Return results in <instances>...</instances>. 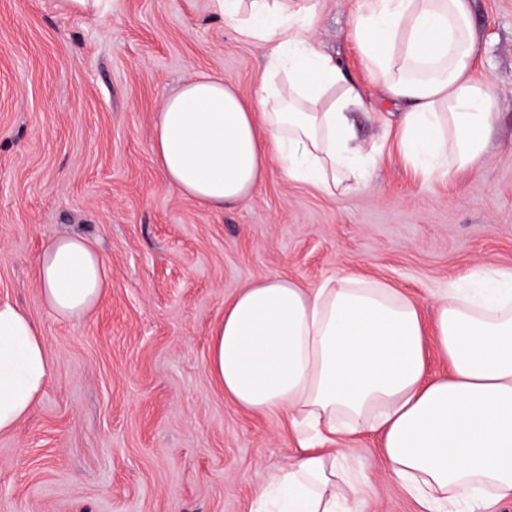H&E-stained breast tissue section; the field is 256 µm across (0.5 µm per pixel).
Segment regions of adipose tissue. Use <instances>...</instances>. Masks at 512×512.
I'll list each match as a JSON object with an SVG mask.
<instances>
[{
  "label": "adipose tissue",
  "mask_w": 512,
  "mask_h": 512,
  "mask_svg": "<svg viewBox=\"0 0 512 512\" xmlns=\"http://www.w3.org/2000/svg\"><path fill=\"white\" fill-rule=\"evenodd\" d=\"M215 15L265 49L250 103L210 72L165 100L152 150L167 182L201 206L248 198L278 162L328 194L359 187L371 153L349 114L363 103L313 38V0H211ZM352 36L371 80L402 107L399 143L417 175H458L482 156L497 97L475 73L471 0H361ZM51 315L78 320L109 286L107 261L80 234L50 239L36 261ZM425 325L414 299L353 273L309 289L273 276L224 306L207 371L237 406L283 414L297 450L269 470L253 512H355L370 487L351 440L379 434L386 472L424 512H473L512 500V271L432 291ZM434 344L450 371L429 376ZM52 361L26 311L0 301V434L43 398Z\"/></svg>",
  "instance_id": "adipose-tissue-1"
}]
</instances>
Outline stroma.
<instances>
[{"label":"stroma","mask_w":512,"mask_h":512,"mask_svg":"<svg viewBox=\"0 0 512 512\" xmlns=\"http://www.w3.org/2000/svg\"><path fill=\"white\" fill-rule=\"evenodd\" d=\"M316 5L317 43L364 91L352 119L374 165L336 196L275 165L213 211L167 183L153 124L201 71L254 98L262 46L210 0H104L85 14L0 0V300L39 325L53 364L41 402L0 434V512H251L295 437L208 374L226 299L265 276L314 288L347 270L409 293L430 321L431 289L512 269V0H472L498 107L481 161L452 179L416 175L400 152V113L351 37L358 0ZM64 233L97 242L110 266L106 296L77 322L49 314L35 275ZM355 445L371 479L358 512H424L385 472L377 435Z\"/></svg>","instance_id":"obj_1"}]
</instances>
